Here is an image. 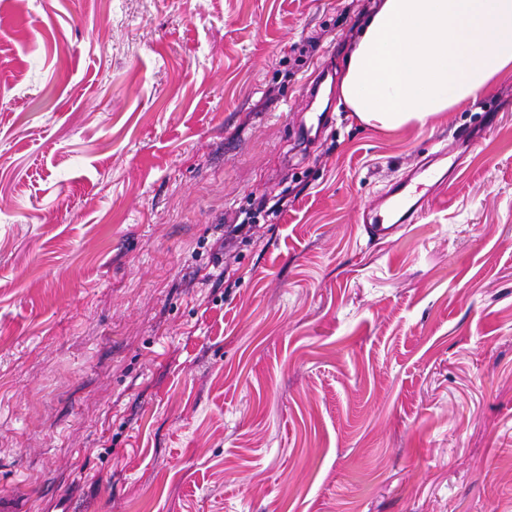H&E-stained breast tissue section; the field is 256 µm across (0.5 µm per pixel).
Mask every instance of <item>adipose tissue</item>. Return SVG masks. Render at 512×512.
Returning a JSON list of instances; mask_svg holds the SVG:
<instances>
[{
  "label": "adipose tissue",
  "mask_w": 512,
  "mask_h": 512,
  "mask_svg": "<svg viewBox=\"0 0 512 512\" xmlns=\"http://www.w3.org/2000/svg\"><path fill=\"white\" fill-rule=\"evenodd\" d=\"M512 69V0H378L340 85L384 130L425 124Z\"/></svg>",
  "instance_id": "ef3b65f1"
}]
</instances>
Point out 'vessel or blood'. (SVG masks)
Instances as JSON below:
<instances>
[{
	"instance_id": "vessel-or-blood-1",
	"label": "vessel or blood",
	"mask_w": 512,
	"mask_h": 512,
	"mask_svg": "<svg viewBox=\"0 0 512 512\" xmlns=\"http://www.w3.org/2000/svg\"><path fill=\"white\" fill-rule=\"evenodd\" d=\"M444 181V176L424 164L416 174L407 175L396 182L372 209L368 233L383 240L390 237L399 226L414 223L426 198L441 187Z\"/></svg>"
}]
</instances>
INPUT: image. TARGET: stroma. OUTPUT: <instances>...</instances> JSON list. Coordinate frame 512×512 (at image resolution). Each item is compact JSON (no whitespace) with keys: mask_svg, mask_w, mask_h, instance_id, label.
I'll use <instances>...</instances> for the list:
<instances>
[{"mask_svg":"<svg viewBox=\"0 0 512 512\" xmlns=\"http://www.w3.org/2000/svg\"><path fill=\"white\" fill-rule=\"evenodd\" d=\"M373 2L0 0L1 501L512 512V71L365 125L339 87ZM421 175V176H420ZM423 164L412 174L396 182L367 214H372L366 230L379 240L390 237L401 224H412L419 217L426 198L436 188H440L446 179ZM420 176L417 181L415 178Z\"/></svg>","mask_w":512,"mask_h":512,"instance_id":"obj_1","label":"stroma"}]
</instances>
